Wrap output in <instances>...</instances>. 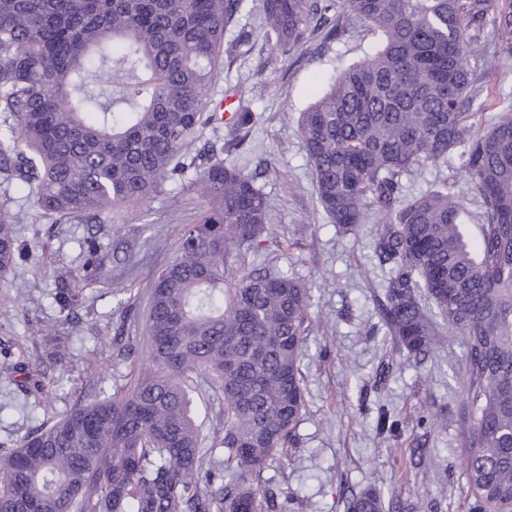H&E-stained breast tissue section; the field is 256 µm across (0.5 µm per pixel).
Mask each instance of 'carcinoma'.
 Returning <instances> with one entry per match:
<instances>
[{
	"label": "carcinoma",
	"instance_id": "1",
	"mask_svg": "<svg viewBox=\"0 0 512 512\" xmlns=\"http://www.w3.org/2000/svg\"><path fill=\"white\" fill-rule=\"evenodd\" d=\"M247 0H0V175L48 216L99 222L144 205L193 171L204 202L178 254L153 275L147 358L114 394L64 413L0 457V512H263L268 461L305 405L301 360L310 288L239 267L263 242L266 196L235 163L188 151L215 121L210 91L224 33ZM276 47L299 45L338 6L381 41L297 119L319 205L355 231L381 215L391 265L385 315L408 353L430 343L421 299L466 341L474 418L464 432L468 512H512V113L484 112L470 60L491 29L512 54V0H259ZM114 67L117 97L86 90ZM251 118L228 122L223 149ZM457 162L480 199L441 184L416 196L402 178ZM0 201V279L24 258ZM72 274L60 310L79 301ZM224 394V463L203 471L190 381ZM366 488L348 512H385Z\"/></svg>",
	"mask_w": 512,
	"mask_h": 512
}]
</instances>
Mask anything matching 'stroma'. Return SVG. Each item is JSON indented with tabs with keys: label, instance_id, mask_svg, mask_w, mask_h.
Instances as JSON below:
<instances>
[{
	"label": "stroma",
	"instance_id": "1",
	"mask_svg": "<svg viewBox=\"0 0 512 512\" xmlns=\"http://www.w3.org/2000/svg\"><path fill=\"white\" fill-rule=\"evenodd\" d=\"M340 39L309 26L302 44L278 51L255 5H247L224 35L223 71L213 103L232 100L249 109L252 123L231 155L254 177L270 204L260 251L247 252V267L287 274L310 288V328L301 364L305 406L285 452L262 474L276 503L291 512H346L353 493L380 490L400 512H467L466 479L458 464L463 432L473 408L462 380L466 346L436 308L435 331L425 354L411 357L381 313L389 269L374 244L379 217L369 213L355 232L331 222L316 202L314 179L297 118L344 68L365 59L379 36L367 24L344 23ZM471 61L474 90L490 112H511L512 56L499 53L483 34ZM468 193L458 165L429 166L403 180L406 195L439 184ZM20 211L16 230L26 246L0 281V362L33 370L36 384L0 375V456L27 435L90 400L94 388L113 392L129 382L146 348L143 320L124 321L125 303L146 310L152 275L178 252L184 225L193 223L202 199L189 181L171 182L145 205L105 216L101 225L44 217L33 201L11 188ZM97 233L105 247L98 279L83 283L72 313L57 305L61 271H79L84 240ZM206 447L205 466L223 459L224 395L206 380L194 392ZM400 421L396 436L376 432L379 410ZM425 411L436 425L418 426Z\"/></svg>",
	"mask_w": 512,
	"mask_h": 512
}]
</instances>
